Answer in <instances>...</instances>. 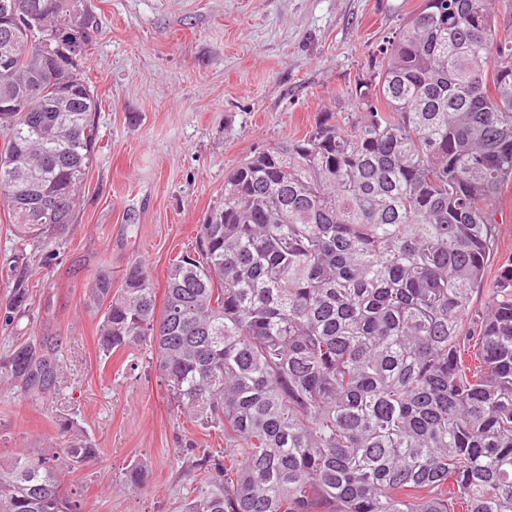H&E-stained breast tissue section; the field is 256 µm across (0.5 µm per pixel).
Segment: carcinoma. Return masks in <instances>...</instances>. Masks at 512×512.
<instances>
[{"mask_svg":"<svg viewBox=\"0 0 512 512\" xmlns=\"http://www.w3.org/2000/svg\"><path fill=\"white\" fill-rule=\"evenodd\" d=\"M27 2L57 37L0 63V97L29 98L0 110V206L48 247L95 157L96 29L70 25L82 0ZM352 98L350 127L326 115L226 176L162 307L141 260L87 283L101 352L145 348L171 405L224 434L179 512H512V261L471 307L512 182V0H421ZM0 371L46 395L61 361L29 337ZM96 454L0 457V512H80L63 480Z\"/></svg>","mask_w":512,"mask_h":512,"instance_id":"1","label":"carcinoma"}]
</instances>
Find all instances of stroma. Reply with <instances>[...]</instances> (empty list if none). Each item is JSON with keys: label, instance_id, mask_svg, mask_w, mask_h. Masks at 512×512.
I'll use <instances>...</instances> for the list:
<instances>
[{"label": "stroma", "instance_id": "stroma-1", "mask_svg": "<svg viewBox=\"0 0 512 512\" xmlns=\"http://www.w3.org/2000/svg\"><path fill=\"white\" fill-rule=\"evenodd\" d=\"M99 35L83 63L100 108L98 153L67 235L45 250L19 241L0 210V361L27 336L63 362L41 398L0 381V456L64 455L77 440L65 491L83 512H174L191 480L185 446L220 449L176 414L145 350L98 346L99 317L83 300L90 276L121 277L139 259L164 291L170 259L193 249L196 228L225 176L269 144L299 138L324 114L357 120L350 89L419 0H90ZM494 281L512 260V184L501 191ZM27 300L10 310L16 289ZM136 460L148 486L124 480Z\"/></svg>", "mask_w": 512, "mask_h": 512}]
</instances>
